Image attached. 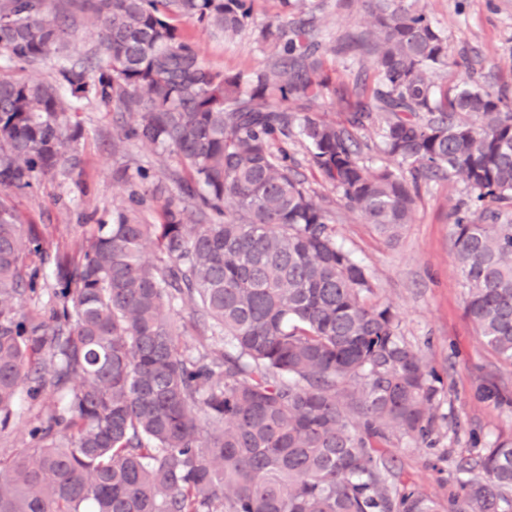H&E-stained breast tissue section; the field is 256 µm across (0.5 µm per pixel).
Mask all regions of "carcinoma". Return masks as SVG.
<instances>
[{"label": "carcinoma", "mask_w": 512, "mask_h": 512, "mask_svg": "<svg viewBox=\"0 0 512 512\" xmlns=\"http://www.w3.org/2000/svg\"><path fill=\"white\" fill-rule=\"evenodd\" d=\"M257 0H0V52L34 62L88 13L104 64L63 66L59 85L0 74V188L22 190L61 168L81 136L73 100L120 110L114 148L149 146L182 165L159 224L136 211L147 193L88 231L78 255H51L0 200V431L13 427L22 384L46 411L30 446L0 462V512H512V439L463 468L444 507L392 487L371 440L424 441L439 378L399 333L374 277L336 242L294 159L274 144L298 133L315 164L381 235L397 240L422 184L446 173L475 210H456L453 248L465 314L512 365V100L462 81L422 0H378L373 28L316 39L312 0H279L288 20L260 30L266 69L207 67L173 17L233 39ZM373 57V103L339 125L307 114L325 96L321 57ZM289 102L294 112L277 104ZM382 119L395 166L372 171L353 131ZM54 305L22 311L40 281ZM200 314L224 350L189 354L172 316Z\"/></svg>", "instance_id": "obj_1"}]
</instances>
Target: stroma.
Instances as JSON below:
<instances>
[{"instance_id": "stroma-1", "label": "stroma", "mask_w": 512, "mask_h": 512, "mask_svg": "<svg viewBox=\"0 0 512 512\" xmlns=\"http://www.w3.org/2000/svg\"><path fill=\"white\" fill-rule=\"evenodd\" d=\"M314 2L317 34L325 42L368 29L375 21V0H352L347 9L338 8L337 0ZM426 10L443 29L448 50L459 62L456 68L432 71V82L454 87L462 68L467 67L481 84L512 97V0H426ZM279 11L278 0H258L253 23L230 43L181 18H174L173 23L199 46L205 65L227 72L247 71L271 65V50L260 30ZM101 57L95 29L82 21L67 36L62 55L16 67L0 55V69L54 84L62 61L96 62ZM322 62L330 90L313 113L344 122L356 102L371 97L376 84L372 59L365 56L348 65L343 57L330 53ZM74 110L82 135L69 150L76 160L72 173L41 175L31 187L10 193L24 229H37L45 247L54 253H74V226L90 214L108 218L113 207L127 198L129 185L112 177L117 169L146 170L152 183L162 187V194L143 212L145 220L154 224L161 221L165 196L175 191L180 170L174 157L149 147L114 150L119 116L112 107L84 98L75 101ZM288 149L311 194L329 212L337 241L374 275L375 301L392 305L401 335L440 378L442 401L427 443L393 435L379 441L377 449L399 480L447 503L461 476L460 460L477 456L482 445L512 438V366L483 344L466 317L465 290L454 259L453 211L468 197L465 185L455 176L423 185L410 224L391 242L346 208L300 138L289 140ZM40 411L37 402L20 395L13 429L0 433V458L27 445V431Z\"/></svg>"}]
</instances>
